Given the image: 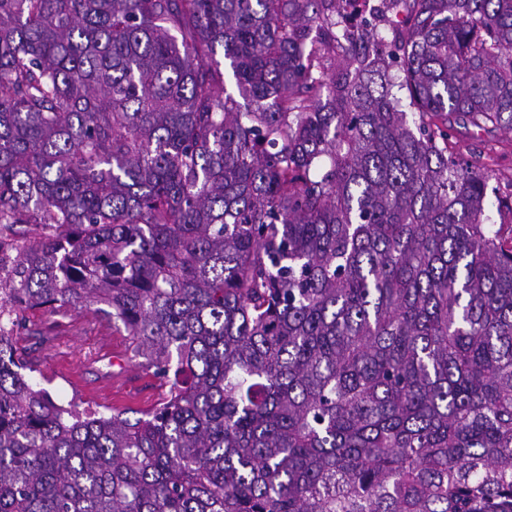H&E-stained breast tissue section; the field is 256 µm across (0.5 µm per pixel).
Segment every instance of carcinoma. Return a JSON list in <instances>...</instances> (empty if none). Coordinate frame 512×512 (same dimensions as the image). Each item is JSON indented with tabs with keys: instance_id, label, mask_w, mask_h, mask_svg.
Wrapping results in <instances>:
<instances>
[{
	"instance_id": "carcinoma-1",
	"label": "carcinoma",
	"mask_w": 512,
	"mask_h": 512,
	"mask_svg": "<svg viewBox=\"0 0 512 512\" xmlns=\"http://www.w3.org/2000/svg\"><path fill=\"white\" fill-rule=\"evenodd\" d=\"M344 2L0 0V227L41 229L0 261V512H512V245L448 153L512 131V0L368 40ZM93 305L169 385L137 418L17 345Z\"/></svg>"
}]
</instances>
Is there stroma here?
Listing matches in <instances>:
<instances>
[{
  "label": "stroma",
  "mask_w": 512,
  "mask_h": 512,
  "mask_svg": "<svg viewBox=\"0 0 512 512\" xmlns=\"http://www.w3.org/2000/svg\"><path fill=\"white\" fill-rule=\"evenodd\" d=\"M448 150L493 170L489 184L485 213L500 231L502 241L512 240V132L498 130L486 133L477 129L455 126L448 132ZM28 326L42 330L48 338L46 345L24 336L20 343L29 349L36 364L42 365L48 378V390L60 404L76 402L80 408L96 409L97 404L80 389L57 378V369L66 367L77 371L85 383L123 372L137 373L136 393H124L116 410L141 411L154 406L161 391L152 371L136 365L128 349L124 330L113 328L112 320L104 313L86 308L71 309L67 315H56L43 309L24 313ZM110 330L111 347L98 340L101 330Z\"/></svg>",
  "instance_id": "35a3bbf8"
}]
</instances>
